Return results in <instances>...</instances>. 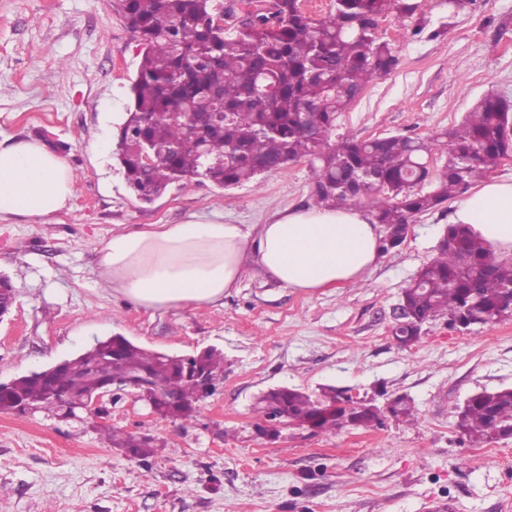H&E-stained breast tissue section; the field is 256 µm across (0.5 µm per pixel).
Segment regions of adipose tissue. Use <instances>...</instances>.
I'll use <instances>...</instances> for the list:
<instances>
[{
    "label": "adipose tissue",
    "mask_w": 512,
    "mask_h": 512,
    "mask_svg": "<svg viewBox=\"0 0 512 512\" xmlns=\"http://www.w3.org/2000/svg\"><path fill=\"white\" fill-rule=\"evenodd\" d=\"M75 194L73 169L42 141L0 142V220L52 216ZM449 221L492 253H512V180L480 183ZM381 236L370 212L353 207L292 208L264 224H152L113 233L94 270L104 289L141 308L220 304L250 268L309 292L362 282L382 259Z\"/></svg>",
    "instance_id": "obj_1"
}]
</instances>
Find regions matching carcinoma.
I'll return each instance as SVG.
<instances>
[{
	"label": "carcinoma",
	"mask_w": 512,
	"mask_h": 512,
	"mask_svg": "<svg viewBox=\"0 0 512 512\" xmlns=\"http://www.w3.org/2000/svg\"><path fill=\"white\" fill-rule=\"evenodd\" d=\"M112 7L131 22L142 46L115 147L119 171L142 203L173 184L205 179L233 187L306 159L316 203L364 201L383 227L380 246L388 254L403 242L412 217L456 197L512 153V101L496 93L483 96L447 134L448 162L435 178L425 161L441 144L437 137L332 140L336 114L396 67L397 57L378 37V23L391 17L422 34L427 21L419 0H335L319 19L304 13L300 0H278L274 13L256 12L236 27L222 24L224 0H113ZM175 112L186 116L176 119ZM148 142L145 161L141 149ZM431 180L432 190H416ZM447 233L448 245L405 288L408 321L446 316L451 323L465 311L497 322L512 303V259L494 258L463 224L449 225ZM192 367L219 380L224 354L207 348L189 360L113 335L49 374L34 371L1 387L0 412L27 407L73 415L74 401L94 388H112L117 378L154 393L157 415L188 423L204 402ZM344 401L334 388L317 395L271 389L254 407L255 427L276 415L316 433L353 424L377 427L387 414L415 423V407L405 397L360 413ZM459 428L472 444L511 433L512 387L471 395ZM106 440L150 470V437L109 427Z\"/></svg>",
	"instance_id": "carcinoma-1"
}]
</instances>
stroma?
<instances>
[{
    "label": "stroma",
    "mask_w": 512,
    "mask_h": 512,
    "mask_svg": "<svg viewBox=\"0 0 512 512\" xmlns=\"http://www.w3.org/2000/svg\"><path fill=\"white\" fill-rule=\"evenodd\" d=\"M379 35L398 65L337 113L335 135H437L488 93L512 99V0H476L434 39L389 18ZM139 59L112 0H0V141L65 143L78 176L69 209L0 220V273L17 292L0 320V382L115 334L180 355L218 347L224 381L186 424L130 394L106 403L102 421L0 413V512H512V437L472 445L458 427L469 396L512 386V315L466 330L439 317L409 346L391 333L404 288L437 254L450 204L413 217L358 285L304 293L253 270L223 304L169 310L96 285L112 232L263 224L315 205L303 160L233 188L193 180L137 200L111 146ZM98 141L108 151L93 152ZM280 386H333L379 406L404 395L418 422L328 434L288 425L267 443L254 436L252 406ZM106 425L157 439L150 470L101 441Z\"/></svg>",
    "instance_id": "1"
}]
</instances>
